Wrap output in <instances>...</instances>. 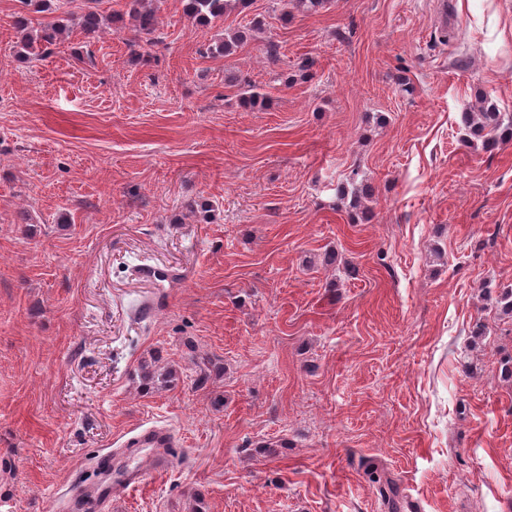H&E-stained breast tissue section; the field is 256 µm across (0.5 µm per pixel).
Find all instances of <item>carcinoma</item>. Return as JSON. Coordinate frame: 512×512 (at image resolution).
Listing matches in <instances>:
<instances>
[{
	"instance_id": "cac0c4a2",
	"label": "carcinoma",
	"mask_w": 512,
	"mask_h": 512,
	"mask_svg": "<svg viewBox=\"0 0 512 512\" xmlns=\"http://www.w3.org/2000/svg\"><path fill=\"white\" fill-rule=\"evenodd\" d=\"M20 9L13 16V25L18 40L16 55L19 59L30 61L54 53L60 49V35L72 26L80 29L86 37L95 36L102 26L123 20V14L117 12L105 15L93 6L95 0H85L87 9L75 12L70 0H18ZM151 0H126L128 15L136 22L137 35L131 41L136 46L141 42H155L157 19L155 10L150 7ZM247 0H182L184 15L198 26H208L224 18V14L245 7ZM48 13L53 20L44 24L39 31L31 29L29 15ZM241 35L228 33L224 37L204 46L200 53L211 57L229 56L234 52ZM244 104L254 108L262 107L267 101L258 86L247 79L241 80ZM461 124L467 131V140L480 139L485 145L498 141L512 140V114L501 112L497 106L483 99L477 111L460 114Z\"/></svg>"
}]
</instances>
